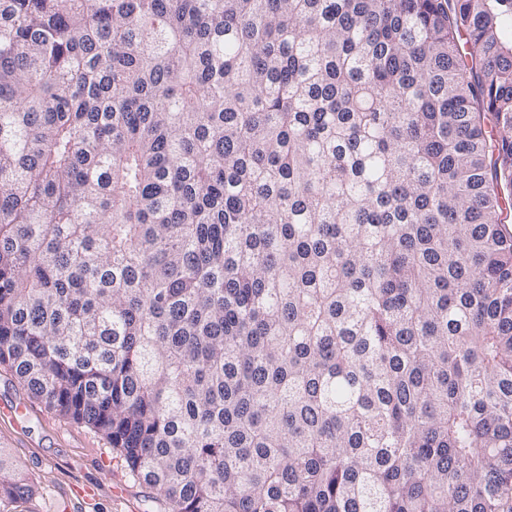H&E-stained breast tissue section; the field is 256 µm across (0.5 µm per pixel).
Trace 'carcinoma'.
I'll list each match as a JSON object with an SVG mask.
<instances>
[{
	"label": "carcinoma",
	"mask_w": 512,
	"mask_h": 512,
	"mask_svg": "<svg viewBox=\"0 0 512 512\" xmlns=\"http://www.w3.org/2000/svg\"><path fill=\"white\" fill-rule=\"evenodd\" d=\"M510 12L0 0V365L168 512H512Z\"/></svg>",
	"instance_id": "obj_1"
}]
</instances>
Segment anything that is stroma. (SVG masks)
Wrapping results in <instances>:
<instances>
[{
	"label": "stroma",
	"instance_id": "obj_1",
	"mask_svg": "<svg viewBox=\"0 0 512 512\" xmlns=\"http://www.w3.org/2000/svg\"><path fill=\"white\" fill-rule=\"evenodd\" d=\"M15 401L27 409L21 418L0 414V448L38 489L27 512L58 504L68 512H164L159 494L131 476L100 433L48 409L0 367V404Z\"/></svg>",
	"mask_w": 512,
	"mask_h": 512
}]
</instances>
